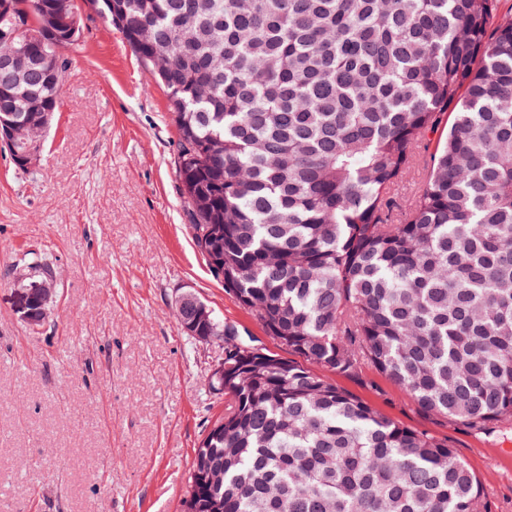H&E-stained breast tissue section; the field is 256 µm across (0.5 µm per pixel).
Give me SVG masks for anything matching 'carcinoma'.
Instances as JSON below:
<instances>
[{
  "label": "carcinoma",
  "mask_w": 512,
  "mask_h": 512,
  "mask_svg": "<svg viewBox=\"0 0 512 512\" xmlns=\"http://www.w3.org/2000/svg\"><path fill=\"white\" fill-rule=\"evenodd\" d=\"M167 89L191 239L265 333L191 291L224 343V416L195 449L193 512H490L455 450L336 386L372 364L420 411L512 419V13L500 0H0V117L41 137L81 5ZM61 63L43 70L47 57ZM452 115L413 197L393 190ZM50 297L52 264L36 265ZM315 369H310V366Z\"/></svg>",
  "instance_id": "1"
}]
</instances>
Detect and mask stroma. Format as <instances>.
Listing matches in <instances>:
<instances>
[{"label":"stroma","mask_w":512,"mask_h":512,"mask_svg":"<svg viewBox=\"0 0 512 512\" xmlns=\"http://www.w3.org/2000/svg\"><path fill=\"white\" fill-rule=\"evenodd\" d=\"M84 23L39 161L22 174L0 152V512H181L194 451L224 413L209 388L224 350L187 336L178 296L292 354L191 241L163 85L118 29ZM40 258L58 292L34 327L14 272ZM333 382L448 443L492 512H512V420L487 435L425 415L368 364Z\"/></svg>","instance_id":"stroma-1"}]
</instances>
